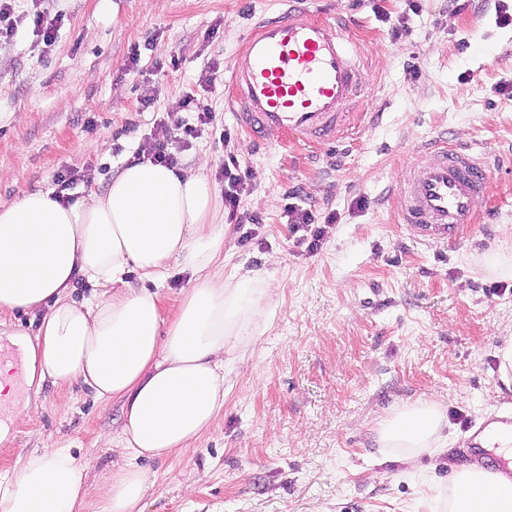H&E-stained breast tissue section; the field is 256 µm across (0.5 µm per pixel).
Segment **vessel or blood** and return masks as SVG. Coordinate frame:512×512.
Segmentation results:
<instances>
[{"label": "vessel or blood", "instance_id": "b4317fda", "mask_svg": "<svg viewBox=\"0 0 512 512\" xmlns=\"http://www.w3.org/2000/svg\"><path fill=\"white\" fill-rule=\"evenodd\" d=\"M305 11L260 21L229 67L237 95L229 103L256 139L271 130L300 133L312 144L344 131L362 86L346 40ZM490 167L473 147L430 144L403 175L396 195L400 223L419 237L456 242L472 223Z\"/></svg>", "mask_w": 512, "mask_h": 512}]
</instances>
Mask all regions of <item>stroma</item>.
Segmentation results:
<instances>
[{
  "mask_svg": "<svg viewBox=\"0 0 512 512\" xmlns=\"http://www.w3.org/2000/svg\"><path fill=\"white\" fill-rule=\"evenodd\" d=\"M114 2L103 20L96 0H44L64 16L51 50L27 25L0 47V200L56 191L64 170L84 176L76 199L104 195L155 123L185 117L192 88L212 110L210 130L169 149L181 171L216 185L224 157L238 159L248 173L240 209L258 221L231 224L220 211L224 272L260 270L274 286L246 357L224 368L216 426L143 461L142 512H432L436 488L471 461L469 435L512 415L496 359L512 337V23L500 21L512 0ZM293 9L332 21L362 71L333 143L285 130L254 140L227 106L244 40ZM434 141L475 143L497 162L453 244L420 239L395 211L404 171ZM292 193L325 227L317 250L288 222ZM417 401L440 406L448 444L407 465L379 447L376 428ZM0 422V480L53 436L87 464L80 512H94L127 461L103 444L121 436L122 402L80 382L20 379Z\"/></svg>",
  "mask_w": 512,
  "mask_h": 512,
  "instance_id": "stroma-1",
  "label": "stroma"
}]
</instances>
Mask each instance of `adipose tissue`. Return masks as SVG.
Masks as SVG:
<instances>
[{
    "instance_id": "1",
    "label": "adipose tissue",
    "mask_w": 512,
    "mask_h": 512,
    "mask_svg": "<svg viewBox=\"0 0 512 512\" xmlns=\"http://www.w3.org/2000/svg\"><path fill=\"white\" fill-rule=\"evenodd\" d=\"M218 195L203 172L151 161L125 165L103 197L64 205L33 191L0 202V313L41 314L35 341L18 333L22 362L56 385L80 381L100 400L123 403L120 446L129 463L113 470L96 512H141L147 479L139 459L179 453L224 409V362L242 359L271 283L257 271L225 277ZM161 282L196 281L164 317L156 293L123 287L129 272ZM100 293L72 297L77 277ZM444 415L428 402L403 405L379 422V447H440ZM87 467L46 445L0 482V512H77ZM447 512H512V481L476 463L460 467Z\"/></svg>"
}]
</instances>
